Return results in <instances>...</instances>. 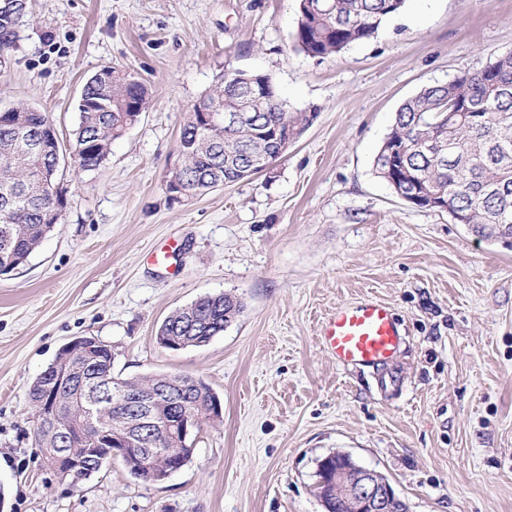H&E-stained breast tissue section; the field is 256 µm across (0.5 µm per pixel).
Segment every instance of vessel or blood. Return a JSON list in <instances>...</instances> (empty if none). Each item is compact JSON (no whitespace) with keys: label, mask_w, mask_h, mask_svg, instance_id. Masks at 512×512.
Here are the masks:
<instances>
[{"label":"vessel or blood","mask_w":512,"mask_h":512,"mask_svg":"<svg viewBox=\"0 0 512 512\" xmlns=\"http://www.w3.org/2000/svg\"><path fill=\"white\" fill-rule=\"evenodd\" d=\"M320 342L341 367L380 370L394 362L404 333L391 307L363 299L337 307L328 315Z\"/></svg>","instance_id":"b4317fda"}]
</instances>
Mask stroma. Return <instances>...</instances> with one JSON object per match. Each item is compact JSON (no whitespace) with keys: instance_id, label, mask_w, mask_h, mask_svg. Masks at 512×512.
<instances>
[{"instance_id":"obj_1","label":"stroma","mask_w":512,"mask_h":512,"mask_svg":"<svg viewBox=\"0 0 512 512\" xmlns=\"http://www.w3.org/2000/svg\"><path fill=\"white\" fill-rule=\"evenodd\" d=\"M299 0H30L0 54V109L48 112L61 148L106 66L150 90L93 171L59 181V224L0 276V512H324L319 459L384 474L408 512H512V248L403 201L374 158L404 100L512 50V0H406L377 36L325 59L293 47ZM238 69L270 75L312 124L272 172L169 200L188 107ZM184 248L150 260L170 236ZM232 292L245 308L208 344L156 339L176 308ZM389 305L400 384L342 369L318 343L337 305ZM111 346L125 378L188 374L222 421L165 481L120 459L58 477L31 439L30 385L68 342Z\"/></svg>"}]
</instances>
